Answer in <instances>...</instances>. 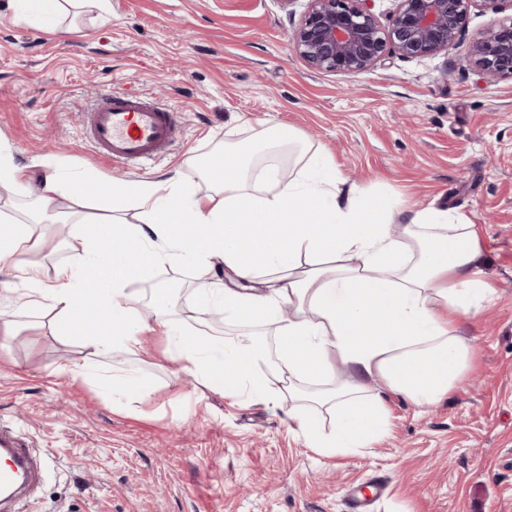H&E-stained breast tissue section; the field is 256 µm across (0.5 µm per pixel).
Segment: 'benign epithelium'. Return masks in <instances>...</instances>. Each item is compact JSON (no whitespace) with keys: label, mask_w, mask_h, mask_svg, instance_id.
I'll use <instances>...</instances> for the list:
<instances>
[{"label":"benign epithelium","mask_w":512,"mask_h":512,"mask_svg":"<svg viewBox=\"0 0 512 512\" xmlns=\"http://www.w3.org/2000/svg\"><path fill=\"white\" fill-rule=\"evenodd\" d=\"M511 1L394 0L384 23L375 0H306L290 43L315 70L356 74L393 54L404 59L446 54L461 41L472 10L497 12ZM466 59L485 76L512 79V18L472 40Z\"/></svg>","instance_id":"obj_1"}]
</instances>
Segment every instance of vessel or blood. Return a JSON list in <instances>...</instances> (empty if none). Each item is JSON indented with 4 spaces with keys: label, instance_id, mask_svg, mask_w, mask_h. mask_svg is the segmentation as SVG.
Listing matches in <instances>:
<instances>
[{
    "label": "vessel or blood",
    "instance_id": "obj_1",
    "mask_svg": "<svg viewBox=\"0 0 512 512\" xmlns=\"http://www.w3.org/2000/svg\"><path fill=\"white\" fill-rule=\"evenodd\" d=\"M180 128V110L139 93H106L85 113L83 129L97 152L130 166L149 163L165 154ZM0 497L10 498L17 486L34 481L38 463L12 427L0 424Z\"/></svg>",
    "mask_w": 512,
    "mask_h": 512
}]
</instances>
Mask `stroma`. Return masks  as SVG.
Returning <instances> with one entry per match:
<instances>
[{"mask_svg": "<svg viewBox=\"0 0 512 512\" xmlns=\"http://www.w3.org/2000/svg\"><path fill=\"white\" fill-rule=\"evenodd\" d=\"M306 0H111L107 15L64 13L60 31L0 0V141L40 175L178 177L200 194L205 167L225 164L227 140L271 126L295 130L306 155L325 156L348 184L404 212L453 210L477 224L480 268L494 288L462 320L476 348L465 382L418 407L389 395V426L370 447L325 456L305 446L287 400L235 401L164 359L144 335L138 357L102 356L82 336L58 335L53 312L29 306L26 283L0 270V314L20 333L0 351V419L35 445L38 484L12 512H347L350 490L386 489L373 512H512V80L483 76L464 43L512 12H471L448 53L389 56L360 74L311 69L289 35ZM135 90L182 109L171 151L139 168L114 164L80 127L105 92ZM76 224L49 229L33 255L45 278L70 264ZM223 272L165 265L128 285L138 318L153 323L152 286L172 285L167 316L186 336L261 337L273 326L209 324L198 290ZM135 371L149 399L112 400V380Z\"/></svg>", "mask_w": 512, "mask_h": 512, "instance_id": "1", "label": "stroma"}]
</instances>
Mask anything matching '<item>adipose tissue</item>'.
I'll list each match as a JSON object with an SVG mask.
<instances>
[{
  "mask_svg": "<svg viewBox=\"0 0 512 512\" xmlns=\"http://www.w3.org/2000/svg\"><path fill=\"white\" fill-rule=\"evenodd\" d=\"M295 139L271 128L228 143L236 162L203 197L174 177L105 189L83 176L74 198L58 173L46 170L26 219H0V268L31 282V296L54 311L61 334L84 327L100 353L135 357L144 327L127 284L151 280L167 264L223 267L228 285L203 287L201 296L217 302L225 318L275 325L277 368L268 369L267 348L254 337L191 341L160 318L151 330L170 361L231 399L299 401L291 415L296 430L323 455L368 447L388 428V394L430 406L471 371L476 350L458 322L478 315L492 294L478 270L481 237L466 218L440 210L393 225L390 203L346 187L318 155L285 182L254 167L257 145L278 149ZM269 181L274 191L258 194V184ZM100 194L105 215L83 214L84 198ZM128 210L138 211L139 223L124 222ZM59 223L86 224L90 232L75 245L72 263L45 282L31 257L47 239L33 228ZM90 263L99 281L87 278ZM340 365L347 381L299 389L303 380L334 378ZM371 381L379 388L370 395ZM322 407L334 411L335 432L323 431Z\"/></svg>",
  "mask_w": 512,
  "mask_h": 512,
  "instance_id": "adipose-tissue-1",
  "label": "adipose tissue"
}]
</instances>
